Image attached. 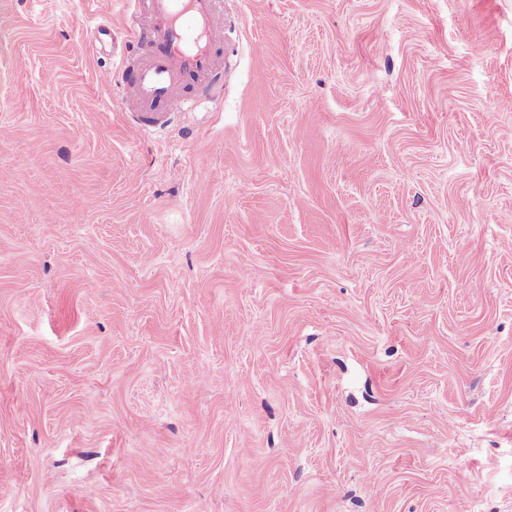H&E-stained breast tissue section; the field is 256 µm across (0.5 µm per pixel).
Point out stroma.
Returning <instances> with one entry per match:
<instances>
[{
    "label": "stroma",
    "mask_w": 512,
    "mask_h": 512,
    "mask_svg": "<svg viewBox=\"0 0 512 512\" xmlns=\"http://www.w3.org/2000/svg\"><path fill=\"white\" fill-rule=\"evenodd\" d=\"M133 16L0 0V512H512V0H224L137 133Z\"/></svg>",
    "instance_id": "35a3bbf8"
}]
</instances>
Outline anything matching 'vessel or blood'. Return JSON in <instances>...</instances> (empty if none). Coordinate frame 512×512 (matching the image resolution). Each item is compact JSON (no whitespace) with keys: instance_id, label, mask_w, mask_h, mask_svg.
I'll return each mask as SVG.
<instances>
[{"instance_id":"vessel-or-blood-1","label":"vessel or blood","mask_w":512,"mask_h":512,"mask_svg":"<svg viewBox=\"0 0 512 512\" xmlns=\"http://www.w3.org/2000/svg\"><path fill=\"white\" fill-rule=\"evenodd\" d=\"M220 0H149L150 22L132 24L128 44L151 41L152 53L137 64L121 58L123 83L141 123L164 121L176 108L192 109V83L215 77L228 48Z\"/></svg>"}]
</instances>
